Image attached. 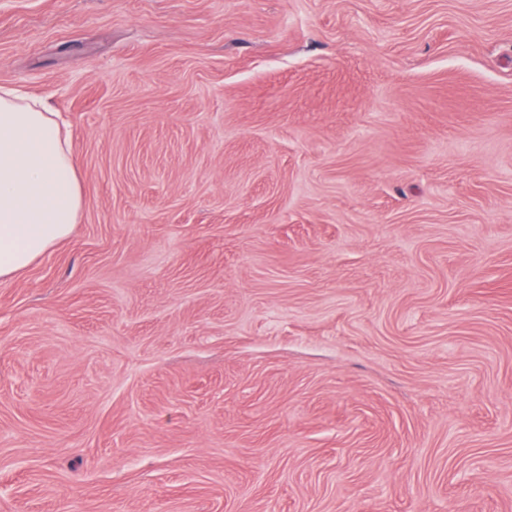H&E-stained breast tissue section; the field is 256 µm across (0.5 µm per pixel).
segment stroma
I'll use <instances>...</instances> for the list:
<instances>
[{
  "label": "stroma",
  "instance_id": "1",
  "mask_svg": "<svg viewBox=\"0 0 512 512\" xmlns=\"http://www.w3.org/2000/svg\"><path fill=\"white\" fill-rule=\"evenodd\" d=\"M0 85V512H512V0H0ZM81 207L74 150L56 113L0 86V279L66 240Z\"/></svg>",
  "mask_w": 512,
  "mask_h": 512
}]
</instances>
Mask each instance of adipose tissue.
Wrapping results in <instances>:
<instances>
[{"label":"adipose tissue","instance_id":"ef3b65f1","mask_svg":"<svg viewBox=\"0 0 512 512\" xmlns=\"http://www.w3.org/2000/svg\"><path fill=\"white\" fill-rule=\"evenodd\" d=\"M81 207L74 150L56 113L0 86V279L66 240Z\"/></svg>","mask_w":512,"mask_h":512}]
</instances>
